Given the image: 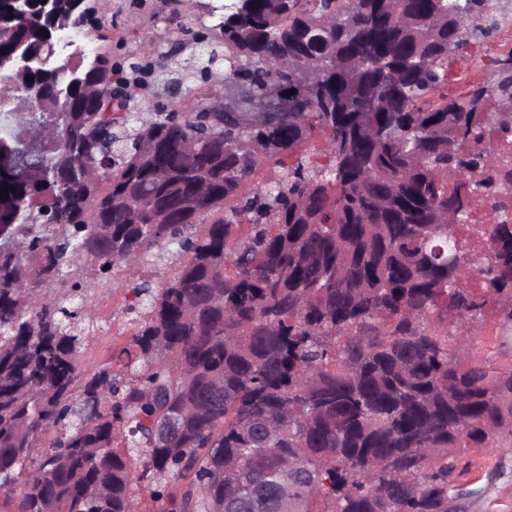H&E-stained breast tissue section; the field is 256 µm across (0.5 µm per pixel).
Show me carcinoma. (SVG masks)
Returning <instances> with one entry per match:
<instances>
[{
	"label": "carcinoma",
	"instance_id": "cac0c4a2",
	"mask_svg": "<svg viewBox=\"0 0 512 512\" xmlns=\"http://www.w3.org/2000/svg\"><path fill=\"white\" fill-rule=\"evenodd\" d=\"M481 3L339 0L332 22L323 0H240L206 61L228 63L246 105L308 67L319 89L289 129L141 123L112 91L134 100L137 67L116 80L106 55L58 51L81 25L0 18V52L42 60L15 83L70 108L47 156L61 178L0 171V227L19 240L0 245V512H136L147 478L161 512H459L453 452L512 438V368L471 353L488 311L512 320V223L467 252L454 232L475 173L500 166L470 144L512 131V68L441 91ZM271 163L285 170L246 191ZM165 256L162 288L133 277ZM117 273L136 299L126 372L86 376L90 290ZM170 417L162 445L153 422Z\"/></svg>",
	"mask_w": 512,
	"mask_h": 512
}]
</instances>
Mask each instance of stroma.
I'll list each match as a JSON object with an SVG mask.
<instances>
[{
	"instance_id": "stroma-1",
	"label": "stroma",
	"mask_w": 512,
	"mask_h": 512,
	"mask_svg": "<svg viewBox=\"0 0 512 512\" xmlns=\"http://www.w3.org/2000/svg\"><path fill=\"white\" fill-rule=\"evenodd\" d=\"M236 4L237 0H89L99 25L81 30V42L121 68L135 63L143 69L146 85L137 104L144 117L154 116L159 109L186 112L191 108L190 97L172 98L158 78L161 69L177 68V60L168 58L166 51L181 39L185 27L203 43H220L217 24ZM510 8L512 0H504L499 7L485 0L481 17L468 27L470 50L448 58L449 70L463 75L459 81L447 80L444 91L449 97L466 93L476 83H493L492 59L512 50L500 39V12ZM131 299L122 279L92 290L91 301L106 322L86 340L80 370L92 373L108 363L121 369L118 354L134 330L127 310ZM500 320L497 314L485 320L481 335L473 341V353L492 359L496 368L507 369L512 367V341H505ZM461 457L453 479L464 494L466 512H512V447L467 448Z\"/></svg>"
}]
</instances>
